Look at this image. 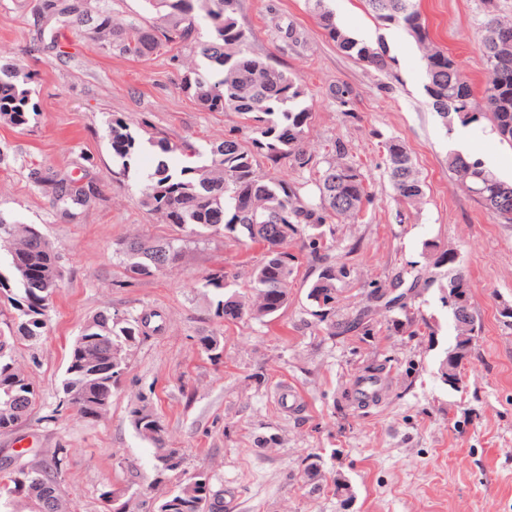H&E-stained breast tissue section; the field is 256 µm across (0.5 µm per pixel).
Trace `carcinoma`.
Wrapping results in <instances>:
<instances>
[{"instance_id":"1","label":"carcinoma","mask_w":512,"mask_h":512,"mask_svg":"<svg viewBox=\"0 0 512 512\" xmlns=\"http://www.w3.org/2000/svg\"><path fill=\"white\" fill-rule=\"evenodd\" d=\"M156 21L129 34L113 25L112 15L96 12L92 38L109 51L132 59H146L161 50L185 45L192 52L186 61L183 88L199 107L208 112H237L251 122L252 136L243 141L228 135L219 144L202 151L184 140L177 148L159 132L153 144L162 153L175 150L185 161L174 164L166 158L157 161L140 189L141 203L163 224H174L188 239H203L223 233L246 246H263V261L252 269L248 291L234 289L224 276L211 274L201 287L213 291L214 315L226 322L262 320L277 315L288 306V292L294 256L288 253V239L307 237L311 253L332 247L324 240L322 227L334 220L353 221L369 201L366 179L358 167L345 161L346 148L338 143L334 155L324 160L325 168L317 184L318 194L287 178L263 173L258 156L272 161H291L303 169L317 164L314 155L302 146L309 110L301 106L305 88L297 78L270 62L255 56L248 48V35L236 18V0H145ZM318 25L336 46L379 72L388 68L386 52L352 37L339 26L329 0H309ZM368 12L379 22L398 23L421 47L433 88L431 104L448 120V130L486 118L499 139L512 145V59L496 63L488 59L485 41L486 75L481 95L458 100L452 89L464 76L453 58L430 38L420 0H363ZM38 14L57 17L81 26L85 12L78 0H38ZM209 62L199 69L196 58ZM34 109L29 92L19 87L17 75L0 66V119L19 128L29 123ZM112 154L128 172L139 156V142L130 125L114 117L108 125ZM385 169L394 194L407 204L424 196V183L411 157L398 139L385 143ZM448 168L461 186L483 206L496 197L506 200L512 212V184L501 180L478 159L448 155ZM36 185L48 189L61 216L70 219L86 206L95 192L74 187L66 179L38 176ZM10 240L8 272H0V298L14 310L10 328L14 335L0 333V432L13 431L36 404L38 391L27 374L15 363L11 341L20 337L37 341L44 336L53 297L63 271L51 243L35 224L11 223L0 218V239ZM116 250L127 257L126 272L131 279L151 277L178 265L183 247L174 239L150 240L133 237L116 243ZM346 267L322 269L308 292L314 310L311 316L326 324L330 336H343L366 324L380 302L379 289L369 293L368 304L353 318L335 320L336 280L347 277ZM455 343L467 359L473 323L454 315ZM149 316H134L109 308L98 312L80 330L68 356L63 396L59 406L80 417L98 421L109 409L96 405L112 397L129 366L132 348L147 335ZM201 349L217 361L223 346L215 336L199 338ZM137 433L154 447V458H183L176 448L167 447L166 428L153 412L148 399L138 397L129 409ZM44 469L30 467L0 473V507L16 497L33 502L35 512H67L59 494V482L44 479ZM179 477L175 489L162 498L172 504V512H224V490L213 485L204 472L188 473L181 467L170 471Z\"/></svg>"}]
</instances>
